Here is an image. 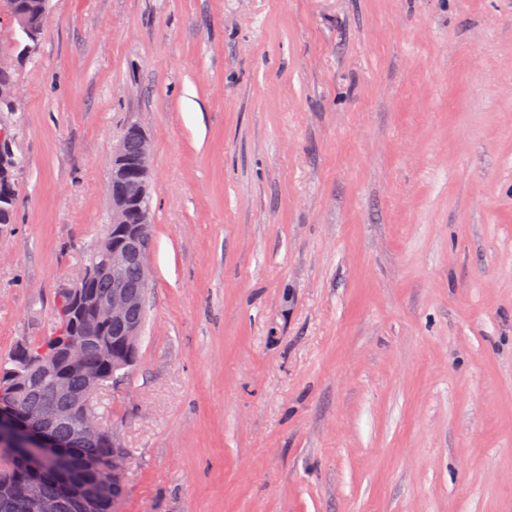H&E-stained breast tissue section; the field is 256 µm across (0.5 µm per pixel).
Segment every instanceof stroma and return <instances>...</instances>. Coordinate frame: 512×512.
Returning <instances> with one entry per match:
<instances>
[{"instance_id": "obj_1", "label": "stroma", "mask_w": 512, "mask_h": 512, "mask_svg": "<svg viewBox=\"0 0 512 512\" xmlns=\"http://www.w3.org/2000/svg\"><path fill=\"white\" fill-rule=\"evenodd\" d=\"M0 113V360L150 141L117 512H512V0H51ZM13 152L10 146V137L5 128L0 126V171L3 182L0 184V195L4 199L10 200L13 195L12 190V168L14 167L11 160Z\"/></svg>"}]
</instances>
